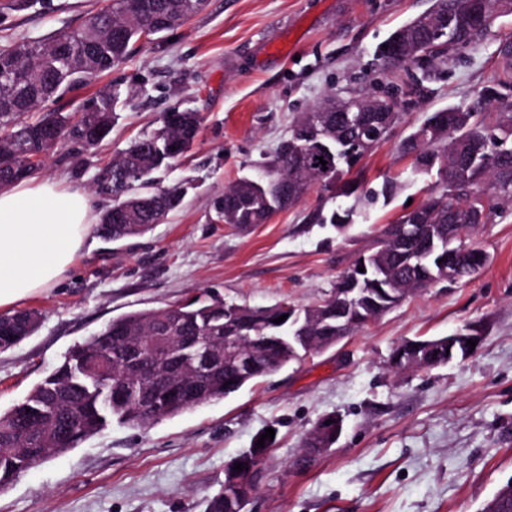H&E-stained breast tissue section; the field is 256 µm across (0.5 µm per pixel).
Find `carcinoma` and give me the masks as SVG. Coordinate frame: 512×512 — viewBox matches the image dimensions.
<instances>
[{
  "label": "carcinoma",
  "mask_w": 512,
  "mask_h": 512,
  "mask_svg": "<svg viewBox=\"0 0 512 512\" xmlns=\"http://www.w3.org/2000/svg\"><path fill=\"white\" fill-rule=\"evenodd\" d=\"M500 2L434 0L427 14L413 19L385 40L387 44L396 39L403 41L407 54L394 57L382 48L377 60L385 69L407 67L431 46L427 21L435 14L448 13L455 21L448 27L447 44L436 45L429 55L430 63L446 66L451 57L449 49L455 44L468 42L461 48L463 52L475 50L481 44V39L470 38L469 16L495 12ZM206 5L207 0H112L110 12L89 16L77 29H60L46 39L1 50L0 70L12 69L14 79L10 83L0 82V190L32 177L36 170L28 166V160L49 152L68 137L88 148L103 140L110 132L121 92H102L94 102L95 111L81 113L74 122L71 116L59 112H46L34 121L21 119L22 115L33 111L62 87L112 69L127 55L130 45L139 40L144 24L160 22L163 33L200 13ZM493 106L500 112L499 121L491 127L484 124L481 114ZM322 117V136H307L306 117H300L290 137L260 175L242 177L224 190V223L245 228L264 224L274 213L298 204L316 182L336 188L338 197L356 193L352 186L357 181L347 178L352 167L346 165L336 170V151L356 149L360 131L349 122L346 112H324ZM199 124L195 112L165 113L158 132L135 141L97 176V190L112 197V206L99 213L98 224L107 223L114 210H124L121 223L112 225V239L143 235L163 223L180 205V189L155 188L153 174L171 166L189 150ZM421 130L420 126L409 134L401 142V150L413 157L415 170L427 173L434 170L427 166L429 158H443L445 167L434 170L439 188L421 206L426 220L415 225V242L384 239L372 252L379 265L371 269L370 279L364 282L366 288H390L397 294L424 288L422 275L429 272L440 276L435 259L424 258L433 243L444 238L439 225H457V230L464 233V240L457 244L475 251L477 247L470 241L474 226L468 218L471 200L482 199L478 207L484 224L496 223L503 218L505 209L512 207V102L507 97L491 99L482 91L458 110L451 130H438L427 141L419 136ZM321 159L327 164L319 163ZM314 220L341 231L348 227L349 211L338 208L328 217L319 211ZM354 271L352 266L338 276L326 298L300 309L308 322L306 335L312 340V347L302 350V355L336 340V314L342 310L341 289L350 287ZM288 307L285 302L252 307L216 297H197L179 305L183 335L197 339V347H205L213 328L222 324L224 335L241 336L253 348L249 371L241 370L229 354L225 364L209 372V399H224L298 360L297 356L288 355V346L282 340L288 334V322L274 323V319L288 313ZM167 311L166 307L141 309L113 318L99 332L77 344L23 401L0 413V490L8 487L22 469L77 447L110 419L147 428L198 406V392L189 388L167 399L154 417L140 414L138 400L144 395L163 394L167 385L140 378L118 383L115 366L106 353L109 336L114 348L133 337L151 342L156 352L164 353L165 342L151 333L167 317ZM5 318V325L0 328L5 335L0 340V352L20 345L37 331L40 323V313L34 309L17 310ZM406 344L427 354L426 369L448 363L446 336L408 340ZM81 359L99 372L100 387L110 384L112 392L121 394L112 403V412L104 409L102 397L88 388L77 370ZM273 446L274 442L267 439L264 446H254L234 458L222 489L207 500L206 512H239L234 467L240 462L248 466Z\"/></svg>",
  "instance_id": "carcinoma-1"
}]
</instances>
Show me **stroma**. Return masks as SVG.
<instances>
[{"instance_id": "35a3bbf8", "label": "stroma", "mask_w": 512, "mask_h": 512, "mask_svg": "<svg viewBox=\"0 0 512 512\" xmlns=\"http://www.w3.org/2000/svg\"><path fill=\"white\" fill-rule=\"evenodd\" d=\"M111 0H0V49L74 27ZM432 0H208L170 33L133 44L111 70L63 88L40 106L77 114L102 91L121 97L109 136L83 149H53L39 178L111 205L94 179L119 152L161 128L164 112L199 113L192 149L160 171L181 186L179 209L141 237L109 245L91 233L57 284L26 300L39 330L0 353V410L21 402L69 350L110 319L213 293L250 306L305 307L370 250L387 224L420 207L436 176L418 173L400 143L435 110L468 104L502 77L512 15L478 51L414 81L380 71L375 52ZM398 91L400 119L362 159L364 189L397 185L391 200L337 198L315 184L292 209L241 230L216 207L287 139L294 120L332 93ZM352 209L345 233L311 223L313 212ZM489 263L467 282L424 289L367 322L338 346L296 361L236 395L134 429L112 421L79 447L21 471L0 491V512H205L230 461L266 428L277 443L245 512H480L512 479V215L473 232ZM484 322L487 339L468 359L394 371L393 348ZM344 419L339 442L306 456L304 440L328 414Z\"/></svg>"}]
</instances>
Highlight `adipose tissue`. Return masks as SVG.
Masks as SVG:
<instances>
[{"label":"adipose tissue","mask_w":512,"mask_h":512,"mask_svg":"<svg viewBox=\"0 0 512 512\" xmlns=\"http://www.w3.org/2000/svg\"><path fill=\"white\" fill-rule=\"evenodd\" d=\"M88 193L28 179L0 193V308L8 309L62 279L89 236Z\"/></svg>","instance_id":"obj_1"}]
</instances>
